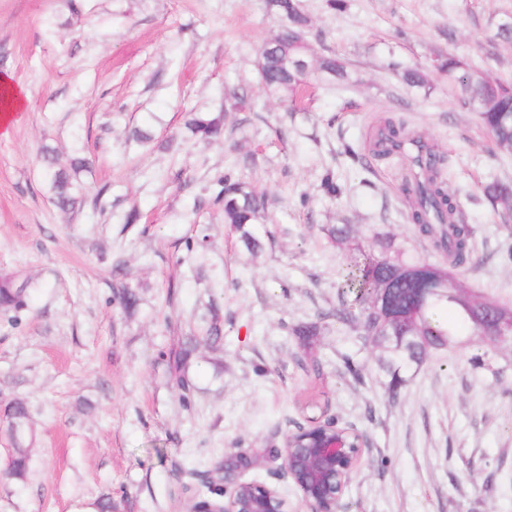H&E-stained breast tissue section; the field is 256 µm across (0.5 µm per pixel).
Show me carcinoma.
Returning <instances> with one entry per match:
<instances>
[{"mask_svg":"<svg viewBox=\"0 0 512 512\" xmlns=\"http://www.w3.org/2000/svg\"><path fill=\"white\" fill-rule=\"evenodd\" d=\"M269 11L279 24L257 51L258 67L265 93L278 99L304 98L316 81H342L347 78L346 63L335 56H318L311 52L308 42L311 21L301 9L299 0H268ZM432 69L448 77V83L457 91L462 106L477 114L495 145L512 151V82L494 78L485 72L471 69L466 62L450 54H439L433 59ZM403 81L412 88L428 94L433 84L426 70L407 68ZM244 95L232 89L224 93V110L215 115L187 113L185 128L191 135L204 140L224 137L227 113L246 107ZM417 144L422 155L414 161L418 168L415 178L403 180V191L411 210L410 219L419 234L443 254L437 262L406 260L402 252L386 244L385 251L367 255L355 263L345 275L342 293L353 297V304L336 312V321L364 336H371L381 348L379 363L390 377L388 391L394 395L404 383L401 371L420 367L433 350L444 349L454 342L460 329L467 327L471 335L480 336V323L486 316L484 302L467 291V286L451 297L434 294L422 298L420 288H443L450 280H459L457 269L466 263L473 249V231L459 223V204L448 191L443 179L445 157L421 138L412 135L404 125L390 120L377 127V135L368 144V152L377 158L389 153L384 144ZM43 171L50 183L55 206L64 213H72L86 203L95 209L103 208L102 193L88 200L72 192L69 170L86 165L83 158L72 159L70 168L60 165L55 149H42ZM218 187L213 204L224 214V223L238 234L239 242L251 255L262 249L254 225L267 220V198L250 183L229 172L220 173L214 180ZM486 199L501 208L503 219L512 216V184L495 181L483 189ZM31 281L17 280L11 275L0 276V312H13L12 324H17L16 313L28 306ZM114 300L124 308L137 302L136 294L122 282L112 285ZM387 291L388 306L373 307L382 291ZM224 328L218 313L211 315L205 332V341H221ZM191 350L184 349L176 356L172 372L176 384L188 389L182 371ZM4 432L12 443L10 463L5 476L16 482L26 480L29 448L33 433L26 403L20 399L8 402L4 408ZM197 481L194 495L199 502L221 505L224 499V462L215 463L205 471L191 470Z\"/></svg>","mask_w":512,"mask_h":512,"instance_id":"1","label":"carcinoma"}]
</instances>
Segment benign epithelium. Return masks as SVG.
I'll return each mask as SVG.
<instances>
[{"instance_id":"obj_1","label":"benign epithelium","mask_w":512,"mask_h":512,"mask_svg":"<svg viewBox=\"0 0 512 512\" xmlns=\"http://www.w3.org/2000/svg\"><path fill=\"white\" fill-rule=\"evenodd\" d=\"M512 334V316L493 314L482 323V339L497 344ZM306 443H288L282 453V466L302 494L307 512H336V499L349 486L364 447V439L353 444L341 433L327 434L307 430ZM245 454L225 459L230 478L224 480V506L194 512H294V508L276 488L262 483L238 480L239 472L253 466Z\"/></svg>"}]
</instances>
